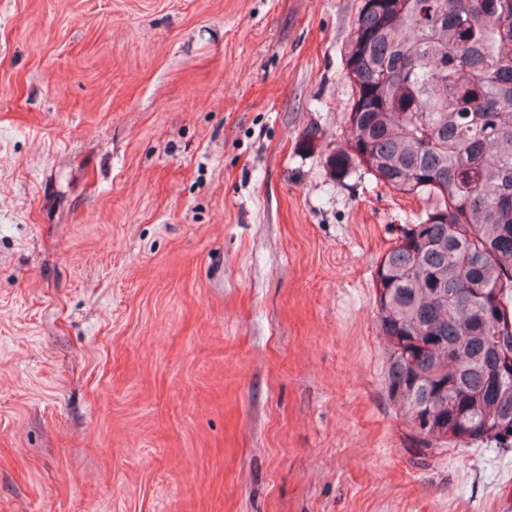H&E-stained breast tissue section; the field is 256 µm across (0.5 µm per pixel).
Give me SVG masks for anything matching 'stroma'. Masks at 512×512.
Returning a JSON list of instances; mask_svg holds the SVG:
<instances>
[{
	"instance_id": "obj_1",
	"label": "stroma",
	"mask_w": 512,
	"mask_h": 512,
	"mask_svg": "<svg viewBox=\"0 0 512 512\" xmlns=\"http://www.w3.org/2000/svg\"><path fill=\"white\" fill-rule=\"evenodd\" d=\"M360 5L0 0V512H512L383 384Z\"/></svg>"
}]
</instances>
